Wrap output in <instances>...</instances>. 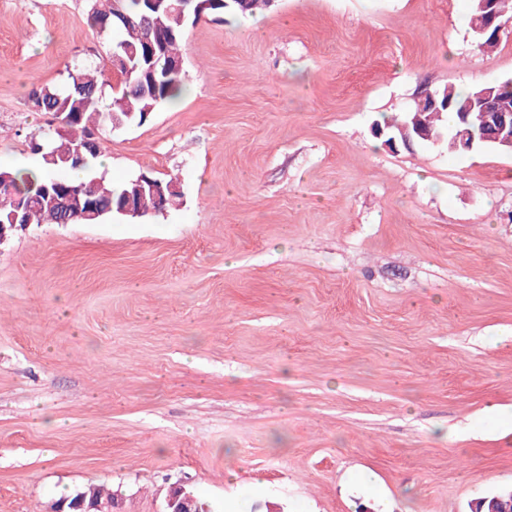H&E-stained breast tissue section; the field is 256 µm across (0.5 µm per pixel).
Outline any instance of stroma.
<instances>
[{"instance_id": "stroma-1", "label": "stroma", "mask_w": 512, "mask_h": 512, "mask_svg": "<svg viewBox=\"0 0 512 512\" xmlns=\"http://www.w3.org/2000/svg\"><path fill=\"white\" fill-rule=\"evenodd\" d=\"M87 0H0V168L105 55ZM471 0H273L188 23L185 91L108 133L143 220L0 244V512H468L512 487V155L390 151L422 87L512 80ZM202 508L197 499L185 491L183 485L176 484L170 488L164 512H201ZM79 493H81L86 498L87 503L91 500H92V502L86 508V510L76 511V512H121V510H120L121 503L118 500V498H115L114 496L112 497V492L105 491L103 488L97 487V486H89V487L85 488L84 490L78 491L72 497L65 498L63 500H68V504H69L72 501V499L74 497H76ZM108 498H111V499L105 500V501L93 502V500H104V499H108ZM63 500H60V501H63Z\"/></svg>"}]
</instances>
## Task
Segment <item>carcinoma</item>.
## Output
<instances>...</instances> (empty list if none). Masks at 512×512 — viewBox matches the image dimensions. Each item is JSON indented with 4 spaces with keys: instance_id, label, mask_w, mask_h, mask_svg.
<instances>
[{
    "instance_id": "obj_1",
    "label": "carcinoma",
    "mask_w": 512,
    "mask_h": 512,
    "mask_svg": "<svg viewBox=\"0 0 512 512\" xmlns=\"http://www.w3.org/2000/svg\"><path fill=\"white\" fill-rule=\"evenodd\" d=\"M241 15H251L268 6V0H245L238 6L233 0H195L186 15L197 21L206 16H220L226 7ZM87 26L99 33L112 35L106 51V61L112 54L123 56L128 66L118 69L120 80L112 88L110 102H105L103 87L107 85L104 67L96 65L69 74L60 88L35 87L30 101L38 111L51 115L63 112L70 116L67 130L50 135L40 132L30 136L31 150L40 155L41 175L26 170L0 169V222L11 223V215L24 217L27 224H81L70 219L58 199L63 194L74 201L91 205L97 216L89 223L98 224L106 217L119 215V196L133 193V180L115 184L91 173L92 164L105 153V134L112 131V113L127 123L143 124L146 113H154L164 102L176 99L182 90L185 73H170L164 68L165 59L181 58V43L186 22L178 13L156 14L145 0H91L86 18ZM450 107L442 112L424 111L413 102L397 122L376 123L389 137H400L402 129L414 121L433 128L441 136L448 152L454 153L456 137L464 130L474 137L473 148L494 149L487 140V130L475 120L477 113L460 122L461 112L470 108L482 90L477 86L460 91L449 85ZM452 112L453 125L443 122V115ZM88 175L74 180L68 173L76 170ZM137 208L146 217L161 211L160 200L146 191L136 196Z\"/></svg>"
}]
</instances>
